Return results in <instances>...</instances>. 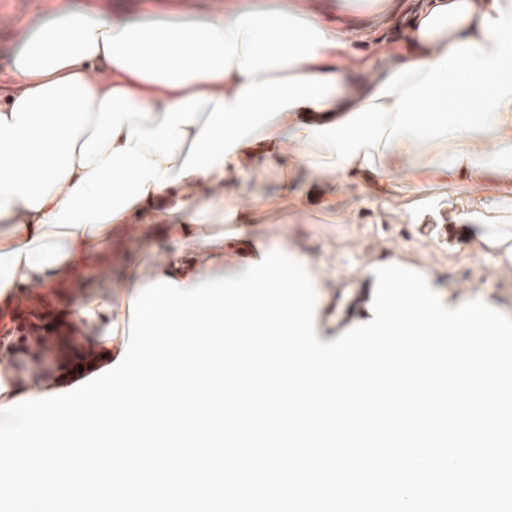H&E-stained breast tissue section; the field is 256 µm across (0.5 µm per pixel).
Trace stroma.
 Returning a JSON list of instances; mask_svg holds the SVG:
<instances>
[{
    "instance_id": "35a3bbf8",
    "label": "stroma",
    "mask_w": 512,
    "mask_h": 512,
    "mask_svg": "<svg viewBox=\"0 0 512 512\" xmlns=\"http://www.w3.org/2000/svg\"><path fill=\"white\" fill-rule=\"evenodd\" d=\"M57 0H0V97L12 95L17 81L5 69L6 57L15 40L32 25L43 19ZM75 5L111 7L113 12L131 17L183 16L220 14L225 0H71ZM418 5V0H396L398 11L388 24L378 28L374 41L365 43L360 33L369 25L372 11L369 0H352L343 21L344 32L355 45L358 57L370 58L390 52L391 32L402 27ZM469 181L453 178L448 184L430 185L421 195L410 194L399 187L387 205L376 204L373 198L362 197L357 187L345 190L337 202L341 211H349L348 221L328 220L322 216L318 203L296 223L269 227L256 224L251 228L255 238L269 237L271 232L283 233L289 247L303 256L307 264L323 271L330 290L339 295L355 293L361 282V272L372 262L391 257L394 251L407 255L412 263L431 271L440 291L450 296L460 291L479 292L495 299L501 309L512 311V269H500L493 257L478 253L471 241L441 243L419 235L418 225L445 224L468 205ZM126 259L101 271L98 285L112 298L115 321L110 334L96 333L97 345L111 344L113 355H120L124 336L120 321L131 281H153L165 268L172 251L163 237L146 236L143 228L134 226L122 233ZM99 372L93 352H86L79 365L64 370L32 366L22 373L16 385L26 388L34 375L59 387L83 384Z\"/></svg>"
}]
</instances>
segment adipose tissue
I'll return each instance as SVG.
<instances>
[{
    "mask_svg": "<svg viewBox=\"0 0 512 512\" xmlns=\"http://www.w3.org/2000/svg\"><path fill=\"white\" fill-rule=\"evenodd\" d=\"M353 54L340 25L295 0L182 18L62 0L7 65L20 87L0 102V300L109 263L127 224L163 225L196 253L176 282L239 274L287 250L247 222L304 211L301 169L327 214L355 173L383 202L399 182L468 175L475 203L457 221L511 266L512 226L483 180L512 183V0H419L384 64L348 66ZM258 159L280 173V198L250 189ZM228 248L238 258L220 261Z\"/></svg>",
    "mask_w": 512,
    "mask_h": 512,
    "instance_id": "obj_1",
    "label": "adipose tissue"
}]
</instances>
